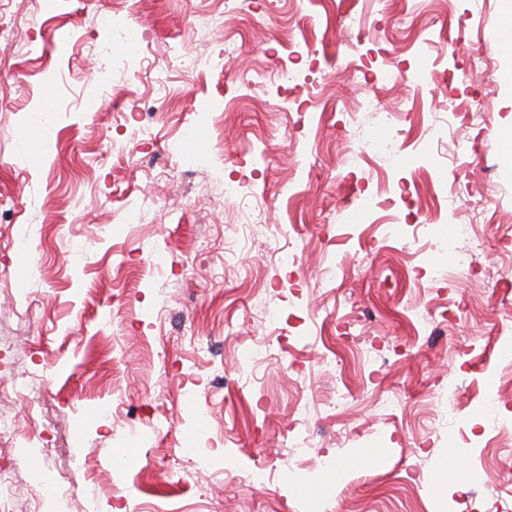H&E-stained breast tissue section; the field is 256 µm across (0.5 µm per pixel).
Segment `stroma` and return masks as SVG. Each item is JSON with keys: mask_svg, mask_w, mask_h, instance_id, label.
Masks as SVG:
<instances>
[{"mask_svg": "<svg viewBox=\"0 0 512 512\" xmlns=\"http://www.w3.org/2000/svg\"><path fill=\"white\" fill-rule=\"evenodd\" d=\"M510 69L505 0H0L17 512H512ZM363 461L361 459H352L343 464H339L338 468H326L321 473V479L314 487L306 488L305 491L309 494H324L330 487L335 485L337 479L344 470H351L361 466Z\"/></svg>", "mask_w": 512, "mask_h": 512, "instance_id": "obj_1", "label": "stroma"}]
</instances>
